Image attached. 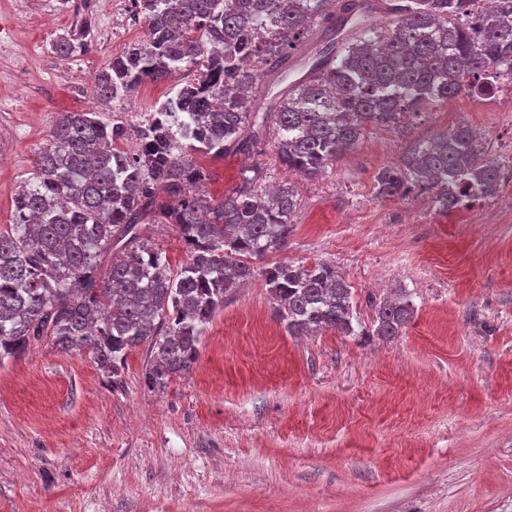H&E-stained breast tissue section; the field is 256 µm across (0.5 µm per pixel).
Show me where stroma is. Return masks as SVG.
<instances>
[{
  "mask_svg": "<svg viewBox=\"0 0 512 512\" xmlns=\"http://www.w3.org/2000/svg\"><path fill=\"white\" fill-rule=\"evenodd\" d=\"M146 33L113 0H0V227L60 113L99 105L129 120L186 80L97 103L87 75ZM508 112L507 95H456L367 127L313 178L288 175L271 138L203 158L217 197L255 164L265 185L292 184L287 257L336 266L358 335H289L258 276L162 390L145 381L148 345L113 379L85 353L35 343L0 365V512H512V196L445 211L426 186L375 189L381 168L461 125L497 159ZM395 288L414 312L384 339L371 300Z\"/></svg>",
  "mask_w": 512,
  "mask_h": 512,
  "instance_id": "1",
  "label": "stroma"
}]
</instances>
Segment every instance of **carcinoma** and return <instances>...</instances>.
I'll return each instance as SVG.
<instances>
[{"label": "carcinoma", "mask_w": 512, "mask_h": 512, "mask_svg": "<svg viewBox=\"0 0 512 512\" xmlns=\"http://www.w3.org/2000/svg\"><path fill=\"white\" fill-rule=\"evenodd\" d=\"M475 2L397 0L377 27L338 0H133L146 38L100 72L96 97L123 100L178 70L193 78L155 106L133 153L119 147L128 132L118 116L60 113L0 229V364L45 339L117 377L148 342L146 382L164 387L190 370L224 298L258 275L289 335L355 334L351 287L336 268L255 265L288 251L292 186L261 191L255 167L216 198L198 159L248 152L272 128L280 163L313 178L370 125L397 127L469 89L491 93L481 77L512 74V0ZM317 28L326 42L288 81L293 51ZM272 80L287 85L261 112L249 90ZM475 144L460 126L418 145L379 171L377 194L426 183L447 210L493 195L498 167ZM147 224L175 227L189 253L179 271L142 235ZM412 313L395 289L376 304L375 335H399Z\"/></svg>", "instance_id": "1"}]
</instances>
